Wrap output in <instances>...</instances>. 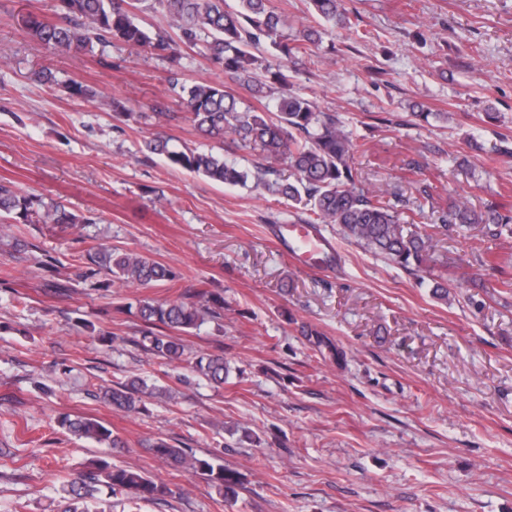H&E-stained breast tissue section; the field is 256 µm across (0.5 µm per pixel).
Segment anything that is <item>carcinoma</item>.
Wrapping results in <instances>:
<instances>
[{
  "label": "carcinoma",
  "instance_id": "obj_1",
  "mask_svg": "<svg viewBox=\"0 0 512 512\" xmlns=\"http://www.w3.org/2000/svg\"><path fill=\"white\" fill-rule=\"evenodd\" d=\"M172 25L180 32L176 42L164 32L150 33L139 25L128 0H60L55 20L29 13L21 19L27 36L59 54L82 53L98 44L120 40L143 47L161 58L181 59L180 45L203 44L205 52L224 67V75L245 87L260 100L267 94L268 82L282 87L276 101V113L244 104L225 83L199 82L179 85L172 76L169 83L180 87L179 98L193 127L202 135L223 142L224 136L236 137L242 147L260 150L267 159L284 160L290 174H275L239 166L211 150L170 147L169 139L158 134L144 143L151 154L166 157L170 166L201 175L216 183L246 186L264 194L284 198L306 215L308 224H334L344 238L403 269L421 268L433 260L437 243L430 235L421 236L412 229L397 208L398 195L386 189H366L353 166L357 149L340 118L321 111L313 101L288 91L295 70L288 65L261 67L252 50L261 42L288 60L316 44L321 31L306 26L293 40L285 30L288 20L269 5V0H238L233 10L224 8V0H154ZM317 15L347 27L348 17L340 0H310ZM10 217L22 224H90L92 219L70 212L61 201L44 202L26 194L13 184L0 183V218ZM445 224L468 227L472 224L505 226L512 217L495 209L478 211L463 202L448 203L442 216ZM93 278L106 279L93 284L109 290L114 284L148 288L171 282L179 275L168 265L136 252L120 253L99 244L81 256ZM195 300H154L139 302L138 313L146 330L145 349L167 364L186 361V347L180 334L200 327L208 319H217L224 310V300L204 289L193 291ZM192 371L216 385H224L230 366L224 353L200 355L192 362ZM100 400L124 412L146 410V400L164 396L176 399L170 389L157 387L144 378L128 383L100 387ZM61 427L72 434L110 448H122L121 438L95 418L58 417ZM151 451L177 471L200 476L216 490L227 505H233L240 484L238 474L210 458H201L191 448H180L165 440L156 441ZM120 492L133 501L161 500L172 494L167 484L133 468L114 466L97 458L85 470H77L68 481L69 503L63 512H93L90 500L100 487Z\"/></svg>",
  "mask_w": 512,
  "mask_h": 512
}]
</instances>
